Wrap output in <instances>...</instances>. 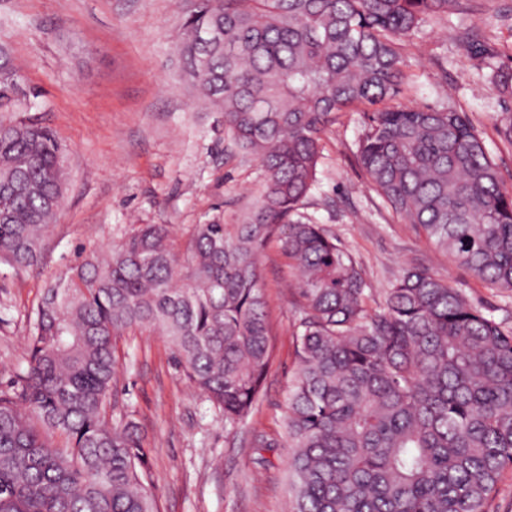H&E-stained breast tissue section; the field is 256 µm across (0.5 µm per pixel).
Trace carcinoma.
<instances>
[{
  "label": "carcinoma",
  "mask_w": 512,
  "mask_h": 512,
  "mask_svg": "<svg viewBox=\"0 0 512 512\" xmlns=\"http://www.w3.org/2000/svg\"><path fill=\"white\" fill-rule=\"evenodd\" d=\"M462 0H179L174 49L224 132L260 158L255 208L197 224L177 250L141 224L59 275L29 317L26 369L0 390V512H159L117 395L116 336H166L176 367L234 429L274 345L259 254L276 243L302 310L288 392L291 512H489L512 465V330L424 267L377 309L352 255L301 205L321 141L364 111L356 163L397 216L486 284L512 290V194L467 115L386 101L406 38ZM0 42V264H38L64 194L61 145L21 111ZM58 435L63 443L50 437Z\"/></svg>",
  "instance_id": "carcinoma-1"
}]
</instances>
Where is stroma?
<instances>
[{"label": "stroma", "instance_id": "35a3bbf8", "mask_svg": "<svg viewBox=\"0 0 512 512\" xmlns=\"http://www.w3.org/2000/svg\"><path fill=\"white\" fill-rule=\"evenodd\" d=\"M465 2L410 37L409 80L391 104L467 113L512 192V93L490 78L491 66L512 68V0ZM177 27L176 0H0V40L37 91L32 111L54 130L67 173L40 263L0 265V389L23 364L28 316L50 280L136 225H173L181 246L195 225L239 223L258 197V159L236 148L181 75ZM363 129L362 113L350 112L326 132L305 210L361 268L368 308L417 265L512 327V290L452 264L370 188L355 161ZM260 273L275 356L234 430L175 366L164 336L135 330L116 339L117 401L141 425L159 512H285L292 498L285 421L300 297L276 244L263 249Z\"/></svg>", "mask_w": 512, "mask_h": 512}]
</instances>
